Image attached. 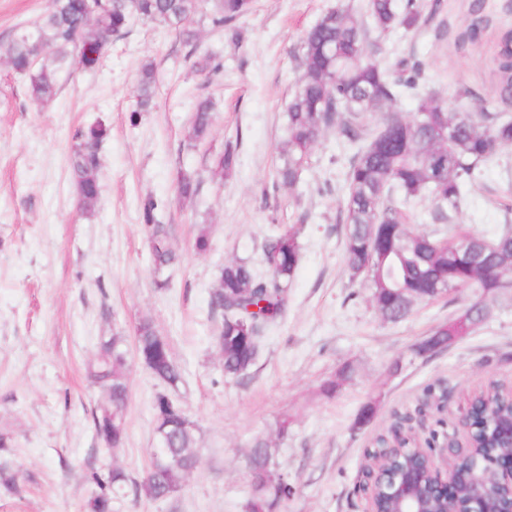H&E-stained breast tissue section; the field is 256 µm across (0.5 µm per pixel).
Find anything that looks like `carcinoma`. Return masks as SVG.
<instances>
[{
  "label": "carcinoma",
  "instance_id": "carcinoma-1",
  "mask_svg": "<svg viewBox=\"0 0 512 512\" xmlns=\"http://www.w3.org/2000/svg\"><path fill=\"white\" fill-rule=\"evenodd\" d=\"M253 8V0H52L37 20L18 29L9 43L8 63L28 81L32 97L42 103L55 99L60 70L77 60L86 70L95 68L112 38L138 18L165 24L190 44L196 40L195 17L210 10L213 27L236 37L235 23ZM426 18L417 0H366L359 9L343 6L324 13L304 35L298 56L300 84L287 110L285 140L276 179L294 187L309 165L314 148L332 130L338 140L355 148L344 173L345 214L344 263L352 276H362L373 290L379 316L390 322L404 319L416 300H429L439 293H469L472 327L461 333L449 323L432 332L430 351L448 347L450 336H467L488 315L487 300L497 290L512 288V225H504L493 238L466 227L449 238H435L410 229L409 206L430 201L433 217L447 220L458 211L468 181L479 166L500 149L512 146V116L493 111L483 102L475 112H450L446 102L426 87L419 62L401 58L388 65L378 60L380 45L372 38L402 28L417 31ZM502 92L512 94V35L506 34L493 59ZM155 82L152 66L142 70L138 108L153 102ZM405 97L415 100V111L398 110ZM212 126L211 103L197 102L190 137L203 140ZM107 137L100 123L76 134L70 156L77 202L85 212L99 196V151ZM200 182L183 175L178 182L182 198L190 199ZM158 203L148 199L142 207L143 230L156 269L172 265L176 254L169 231L156 224ZM299 232L286 228L270 234L262 249L268 274H257L249 262L239 259L224 264L211 306L221 311L223 322L217 346L224 376H243L256 360V341L288 306V284L300 260ZM138 357L153 359L149 370L155 378L175 386L181 371L169 347L158 350L157 333L149 321L136 333ZM128 351L114 336L100 343L88 367L92 383L103 392V401L93 414L95 430L111 418L112 447L125 439L128 402ZM489 411L483 412L475 430L483 452L494 451V428L512 413V403L497 393L488 394ZM147 477L136 491L150 499L171 495L198 466L199 449L193 423L170 427L158 436ZM275 449L259 442L249 455L252 493L243 512H276L293 494L288 475L276 472ZM98 493L89 502V512H109L112 499L126 493L128 478L112 469L92 473ZM17 474L12 460L0 455V485L12 490Z\"/></svg>",
  "mask_w": 512,
  "mask_h": 512
}]
</instances>
